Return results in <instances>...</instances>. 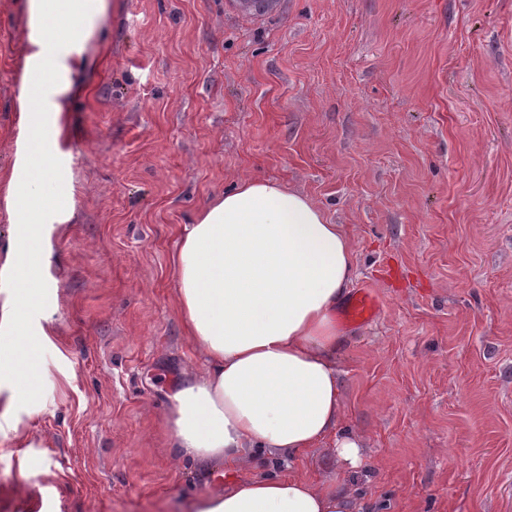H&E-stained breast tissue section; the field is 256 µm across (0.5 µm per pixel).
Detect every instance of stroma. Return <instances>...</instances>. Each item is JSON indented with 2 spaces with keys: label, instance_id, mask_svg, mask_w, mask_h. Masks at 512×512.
<instances>
[{
  "label": "stroma",
  "instance_id": "1",
  "mask_svg": "<svg viewBox=\"0 0 512 512\" xmlns=\"http://www.w3.org/2000/svg\"><path fill=\"white\" fill-rule=\"evenodd\" d=\"M100 40L0 512H192L219 484L170 445L167 393L202 358L169 257L246 177L344 225L380 304L339 327L359 466L329 441L277 473L335 475L367 512H512V0H117ZM24 54L0 0V183Z\"/></svg>",
  "mask_w": 512,
  "mask_h": 512
}]
</instances>
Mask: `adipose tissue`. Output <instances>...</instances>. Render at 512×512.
Wrapping results in <instances>:
<instances>
[{
	"mask_svg": "<svg viewBox=\"0 0 512 512\" xmlns=\"http://www.w3.org/2000/svg\"><path fill=\"white\" fill-rule=\"evenodd\" d=\"M112 0H24L26 54L15 100L21 134L7 182L14 223L64 224L70 202L43 187L41 170L69 167L65 114L100 64L98 45ZM186 334L202 372L169 394L172 446L224 478L194 512H351L335 479L254 473L258 460L298 461L334 440L358 464L359 443L343 432L342 338L336 307L353 282L354 249L308 196L280 182L243 178L195 214L170 258ZM28 293L0 307V379L24 375Z\"/></svg>",
	"mask_w": 512,
	"mask_h": 512,
	"instance_id": "1",
	"label": "adipose tissue"
}]
</instances>
